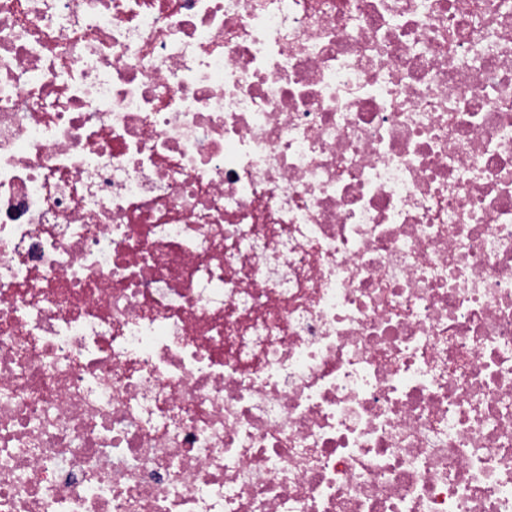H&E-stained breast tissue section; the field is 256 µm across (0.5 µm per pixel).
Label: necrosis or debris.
<instances>
[{"instance_id": "necrosis-or-debris-1", "label": "necrosis or debris", "mask_w": 512, "mask_h": 512, "mask_svg": "<svg viewBox=\"0 0 512 512\" xmlns=\"http://www.w3.org/2000/svg\"><path fill=\"white\" fill-rule=\"evenodd\" d=\"M0 512H512V0H0Z\"/></svg>"}]
</instances>
